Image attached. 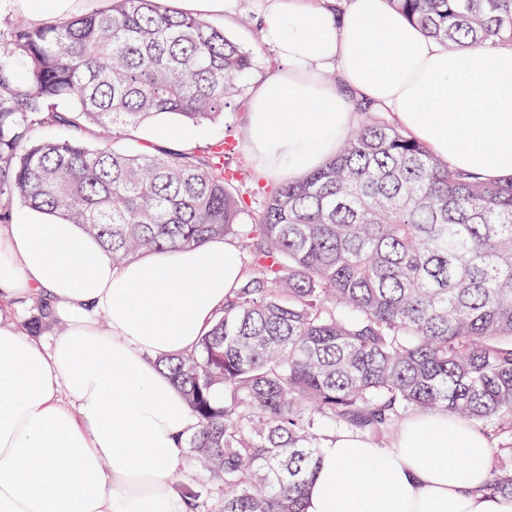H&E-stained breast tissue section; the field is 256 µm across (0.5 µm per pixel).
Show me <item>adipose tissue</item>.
<instances>
[{"label": "adipose tissue", "mask_w": 512, "mask_h": 512, "mask_svg": "<svg viewBox=\"0 0 512 512\" xmlns=\"http://www.w3.org/2000/svg\"><path fill=\"white\" fill-rule=\"evenodd\" d=\"M329 2L263 0L256 14L277 60L248 101L261 174L322 166L354 125L357 94L443 162L512 177V46L456 54L389 0H349L341 16ZM242 273L229 240L116 264L81 225L13 209L0 225V512H179L174 479L197 419L156 361L194 349ZM44 298L67 325L48 341L17 311ZM489 460L488 439L444 412L409 417L389 449L342 431L305 512H512V495L484 490Z\"/></svg>", "instance_id": "adipose-tissue-1"}]
</instances>
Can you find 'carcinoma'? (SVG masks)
Instances as JSON below:
<instances>
[{"label":"carcinoma","instance_id":"carcinoma-1","mask_svg":"<svg viewBox=\"0 0 512 512\" xmlns=\"http://www.w3.org/2000/svg\"><path fill=\"white\" fill-rule=\"evenodd\" d=\"M109 2L0 43V216L80 224L117 264L236 243L239 287L159 360L198 421L187 512H305L330 435L385 445L435 411L490 428L484 490L512 492V178L449 167L362 100L336 156L249 199L222 142L121 148L163 118L223 117L254 60L159 0ZM390 2L446 50L512 46V0Z\"/></svg>","mask_w":512,"mask_h":512}]
</instances>
